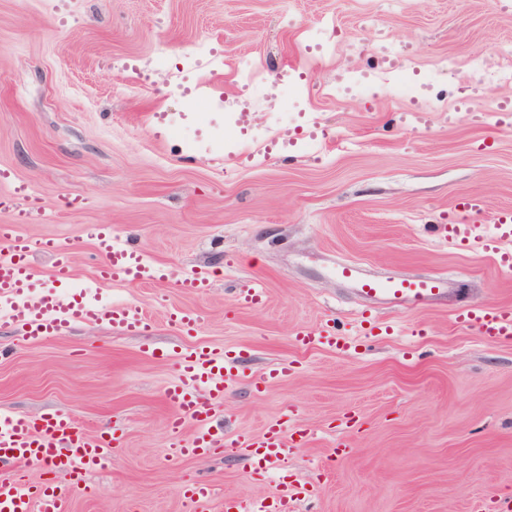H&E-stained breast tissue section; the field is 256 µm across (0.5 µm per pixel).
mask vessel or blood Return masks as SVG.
<instances>
[{"label": "vessel or blood", "mask_w": 512, "mask_h": 512, "mask_svg": "<svg viewBox=\"0 0 512 512\" xmlns=\"http://www.w3.org/2000/svg\"><path fill=\"white\" fill-rule=\"evenodd\" d=\"M100 262L95 268L98 284L119 286L147 280H162L165 268L149 264L127 239L116 235L110 225L93 229ZM484 249L500 271H512V210L499 212ZM51 257L53 274L60 284L72 279V247L55 239L33 241L15 224H0V320L27 326L31 340L58 336L70 325L108 323L125 331L147 328L148 320L136 305L102 303L86 296L61 300L52 292H41L31 265L34 251ZM338 275L356 284L359 291L397 304L420 306L427 299L445 294L442 279L402 277L367 278L349 264L339 265ZM459 324L475 327L489 339L512 336V306L462 307L455 313ZM323 342L342 349V337L323 329H301L295 342L306 348ZM232 378L223 354L200 347L181 358V371L165 390L173 410V428L191 424V439L175 449L178 458L200 456L231 446L247 449L263 471H280L278 490L271 496L248 501L225 497L223 512H294L296 505L316 499L314 485L291 480L283 470L290 448L296 447L293 433L282 426H269L258 435H242L225 429L213 412L214 401L223 399L224 385ZM119 441L116 437L90 436L66 414L41 417L19 415L0 408V512H71L74 483L102 467ZM46 466L68 473L70 483L32 484L15 474L18 464Z\"/></svg>", "instance_id": "b4317fda"}]
</instances>
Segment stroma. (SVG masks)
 <instances>
[{"mask_svg":"<svg viewBox=\"0 0 512 512\" xmlns=\"http://www.w3.org/2000/svg\"><path fill=\"white\" fill-rule=\"evenodd\" d=\"M406 59L389 71L398 51ZM512 0H0V167L25 184L31 239L73 246L75 285L112 225L162 281L103 288L145 312L140 336L77 324L39 342L0 322V407L71 414L118 450L72 512H196L179 490L275 492L236 449L171 461L166 386L182 354L224 350L229 429L308 430L287 473L321 485L299 512H499L512 498V339L454 320L512 304L481 246L512 209ZM466 236L440 224L461 217ZM438 276L447 295L395 307L337 276ZM209 274L201 295L177 286ZM262 285L265 303H235ZM192 310L194 336L170 325ZM395 326L367 336L364 317ZM335 323L351 346L298 349ZM295 370L268 381L277 365ZM340 445L333 459L329 450Z\"/></svg>","mask_w":512,"mask_h":512,"instance_id":"35a3bbf8","label":"stroma"}]
</instances>
